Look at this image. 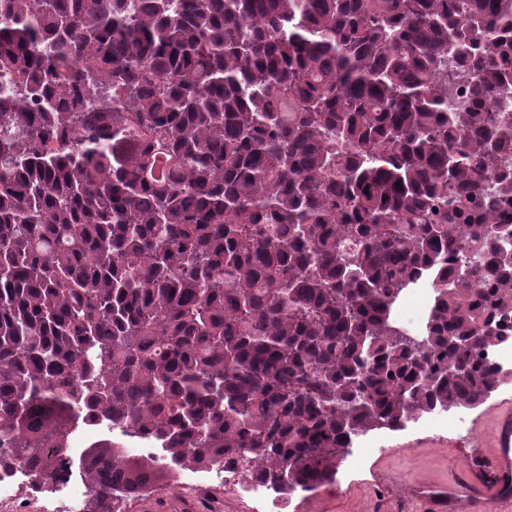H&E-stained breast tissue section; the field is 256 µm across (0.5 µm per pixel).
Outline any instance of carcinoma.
Here are the masks:
<instances>
[{"label": "carcinoma", "mask_w": 512, "mask_h": 512, "mask_svg": "<svg viewBox=\"0 0 512 512\" xmlns=\"http://www.w3.org/2000/svg\"><path fill=\"white\" fill-rule=\"evenodd\" d=\"M499 156L512 0H0L5 455L52 481L77 410L164 453L93 443L91 512L168 464L290 495L363 434L481 405L512 310ZM433 276L416 351L391 306Z\"/></svg>", "instance_id": "obj_1"}]
</instances>
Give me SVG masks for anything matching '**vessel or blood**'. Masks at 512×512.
<instances>
[{
	"label": "vessel or blood",
	"instance_id": "1",
	"mask_svg": "<svg viewBox=\"0 0 512 512\" xmlns=\"http://www.w3.org/2000/svg\"><path fill=\"white\" fill-rule=\"evenodd\" d=\"M494 496H487L479 472L467 471L451 477L447 487L417 486L415 495L429 512H512V407L500 408L495 424L494 451L488 459Z\"/></svg>",
	"mask_w": 512,
	"mask_h": 512
}]
</instances>
